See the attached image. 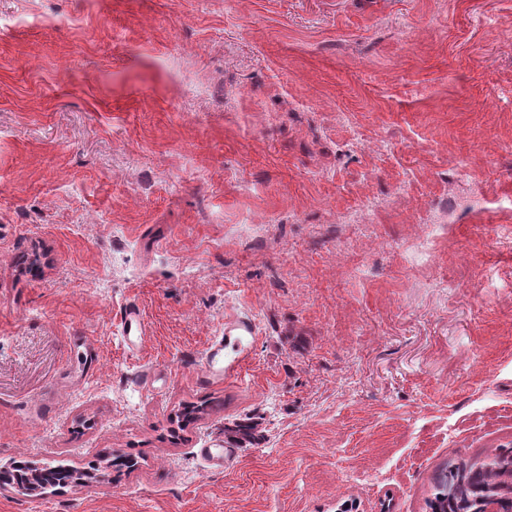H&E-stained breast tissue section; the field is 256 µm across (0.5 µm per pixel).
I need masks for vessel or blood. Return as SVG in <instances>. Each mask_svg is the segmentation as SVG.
<instances>
[{
    "mask_svg": "<svg viewBox=\"0 0 512 512\" xmlns=\"http://www.w3.org/2000/svg\"><path fill=\"white\" fill-rule=\"evenodd\" d=\"M126 336L143 338L146 325L141 310L134 305L125 308L121 318ZM256 336L254 322L245 317L230 321L221 336L212 341L203 367L199 373L200 384L208 385L219 381H227L237 377L248 358V347ZM237 347V354L232 361H225L224 348L227 344Z\"/></svg>",
    "mask_w": 512,
    "mask_h": 512,
    "instance_id": "b4317fda",
    "label": "vessel or blood"
}]
</instances>
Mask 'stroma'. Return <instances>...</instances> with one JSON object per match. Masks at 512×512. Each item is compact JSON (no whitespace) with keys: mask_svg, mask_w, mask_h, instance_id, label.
<instances>
[{"mask_svg":"<svg viewBox=\"0 0 512 512\" xmlns=\"http://www.w3.org/2000/svg\"><path fill=\"white\" fill-rule=\"evenodd\" d=\"M502 448L512 0H0V468L105 474L0 512H431ZM125 336L131 341V336L139 342L146 333V325L141 310L134 305L125 308L121 318ZM256 336V327L249 318L237 317L229 322L221 336H215L206 352L205 362L199 373L201 385H209L219 381H227L237 377L248 358L247 348ZM233 342L237 346V354L224 366V347Z\"/></svg>","mask_w":512,"mask_h":512,"instance_id":"stroma-1","label":"stroma"}]
</instances>
